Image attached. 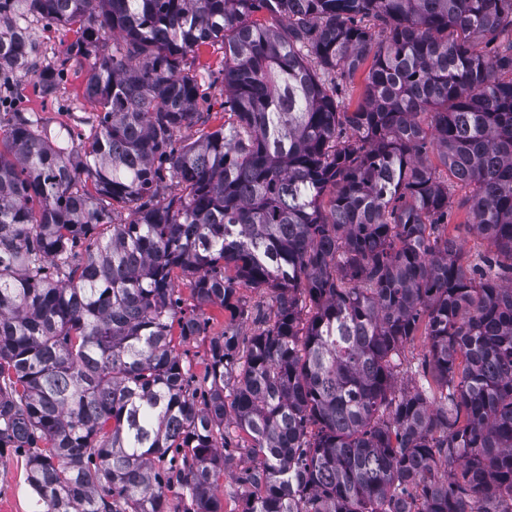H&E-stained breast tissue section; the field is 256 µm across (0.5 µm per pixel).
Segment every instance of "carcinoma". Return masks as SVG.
Listing matches in <instances>:
<instances>
[{
  "label": "carcinoma",
  "mask_w": 512,
  "mask_h": 512,
  "mask_svg": "<svg viewBox=\"0 0 512 512\" xmlns=\"http://www.w3.org/2000/svg\"><path fill=\"white\" fill-rule=\"evenodd\" d=\"M38 23L76 34L42 92L91 58L99 111L78 143L30 112L0 128V449L45 512H170L175 485L223 512L231 425L261 458L243 512H512V0H0V80L41 57ZM215 44L226 118L186 143L187 60ZM431 153L470 188L481 271L437 232ZM178 270L200 308L271 292L259 332L211 341L201 394ZM419 334L442 405L397 385ZM371 64L372 59H366L352 78L345 79L342 82V99L345 109L349 112L354 111L363 99L365 77Z\"/></svg>",
  "instance_id": "carcinoma-1"
}]
</instances>
